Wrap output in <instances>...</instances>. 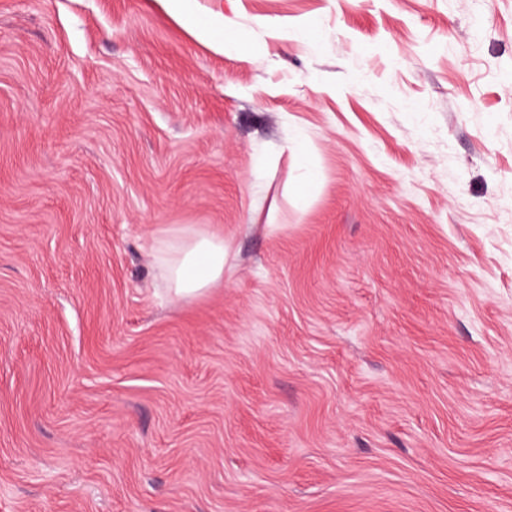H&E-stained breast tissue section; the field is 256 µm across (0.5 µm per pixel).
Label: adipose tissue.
Returning <instances> with one entry per match:
<instances>
[{"label":"adipose tissue","instance_id":"1","mask_svg":"<svg viewBox=\"0 0 512 512\" xmlns=\"http://www.w3.org/2000/svg\"><path fill=\"white\" fill-rule=\"evenodd\" d=\"M165 10L187 32L217 53L240 51L243 34L220 13L199 14L192 0H161ZM153 257L161 266L173 299L204 296L224 280L228 250L221 234L171 227L155 236Z\"/></svg>","mask_w":512,"mask_h":512}]
</instances>
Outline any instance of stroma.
<instances>
[{
  "label": "stroma",
  "instance_id": "obj_1",
  "mask_svg": "<svg viewBox=\"0 0 512 512\" xmlns=\"http://www.w3.org/2000/svg\"><path fill=\"white\" fill-rule=\"evenodd\" d=\"M194 5L0 0V512H512V0ZM165 10L187 32L205 43L210 50L240 52L243 34L224 13L199 14L192 6L194 0H159ZM153 257L165 273L168 293L187 301L224 282L228 250L224 235L171 227L154 237Z\"/></svg>",
  "mask_w": 512,
  "mask_h": 512
}]
</instances>
